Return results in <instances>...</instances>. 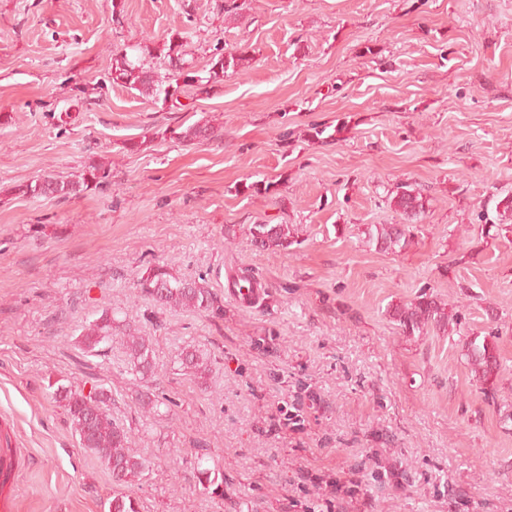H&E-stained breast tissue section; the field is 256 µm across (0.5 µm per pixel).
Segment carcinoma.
Masks as SVG:
<instances>
[{
  "label": "carcinoma",
  "mask_w": 512,
  "mask_h": 512,
  "mask_svg": "<svg viewBox=\"0 0 512 512\" xmlns=\"http://www.w3.org/2000/svg\"><path fill=\"white\" fill-rule=\"evenodd\" d=\"M168 62L165 71L153 73L144 67L141 60H132L126 53H117L113 61L115 79L125 87L136 90L144 98L155 102H167L174 97L183 81L186 86L214 82L224 77L228 70L235 72L244 67L245 57L227 53L217 46L209 59L207 76L185 70L181 45L169 42L166 52ZM215 136L214 127L196 123L184 130H170V138L179 141H193ZM109 172L102 164L92 163L76 179H59L46 176L30 183L17 186V190L32 198L77 196L91 186L106 182ZM390 206L403 216V224H376L367 229L366 238L384 251L400 253L411 244V229L421 221L428 210L429 200L423 193L407 183L398 184L388 197ZM253 244L262 251L287 250L300 244L293 226L288 224H253L248 228ZM135 288L151 297L156 303L170 308H186L212 319L224 318V304L207 281L199 277H176L159 264L142 269L136 278ZM392 319L406 336L421 334L428 330L445 333L454 316L448 314L437 297L423 293L415 299L397 304L390 310ZM114 321L112 315L104 311L101 315L81 328L79 343L84 350L91 352L102 341L112 336ZM126 354L134 370L141 377L153 375L154 365L150 340L131 332L123 335ZM466 356L475 376L484 384L485 395L496 393L495 381L499 372L494 342L483 339L482 343L469 340ZM48 388L55 401L63 404L75 432L79 436L80 447L95 455L112 473L116 489L112 498L106 501L107 512H139L136 499L130 487L141 481L149 471L150 461L129 448L130 435L117 424L109 412L111 396L104 388H95L89 393L71 383L51 382ZM196 479L206 491L218 494L222 483L208 468L197 469Z\"/></svg>",
  "instance_id": "1"
}]
</instances>
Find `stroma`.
<instances>
[{"mask_svg":"<svg viewBox=\"0 0 512 512\" xmlns=\"http://www.w3.org/2000/svg\"><path fill=\"white\" fill-rule=\"evenodd\" d=\"M245 3L233 21L224 0H0V429L22 456L17 512H103L112 496L50 395L63 378L110 389L152 460L140 512H512V228L481 232L512 193V0ZM173 36L201 73L218 43L249 61L173 104L113 83L114 53L149 47L155 69ZM198 122L218 138L166 135ZM93 163L110 176L81 195L14 191ZM402 182L429 207L394 254L365 231L402 223L387 201ZM252 224L300 242L257 250ZM157 262L206 277L223 319L137 296ZM243 274L262 304L234 292ZM423 290L457 314L448 334L390 319ZM104 310L149 337L156 382L134 378L120 336L80 349ZM489 334L492 400L464 347ZM154 391L167 403L148 414ZM199 465L222 495L196 486Z\"/></svg>","mask_w":512,"mask_h":512,"instance_id":"35a3bbf8","label":"stroma"}]
</instances>
